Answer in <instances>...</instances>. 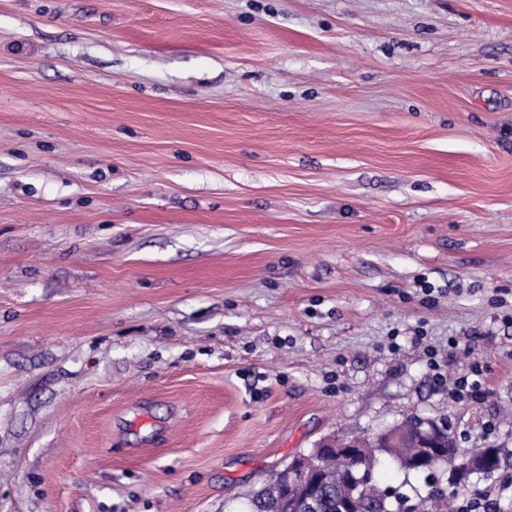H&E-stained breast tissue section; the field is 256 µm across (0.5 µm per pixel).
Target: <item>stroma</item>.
I'll return each mask as SVG.
<instances>
[{
	"label": "stroma",
	"instance_id": "35a3bbf8",
	"mask_svg": "<svg viewBox=\"0 0 512 512\" xmlns=\"http://www.w3.org/2000/svg\"><path fill=\"white\" fill-rule=\"evenodd\" d=\"M415 415L512 512V0H0V512H237ZM484 371L478 360L473 361L467 371L460 374L452 385V390L460 397L476 398L485 394L482 379ZM280 484H282V473L278 471L248 499L245 509L239 512H267L271 510L274 504L270 496L276 489V485Z\"/></svg>",
	"mask_w": 512,
	"mask_h": 512
}]
</instances>
